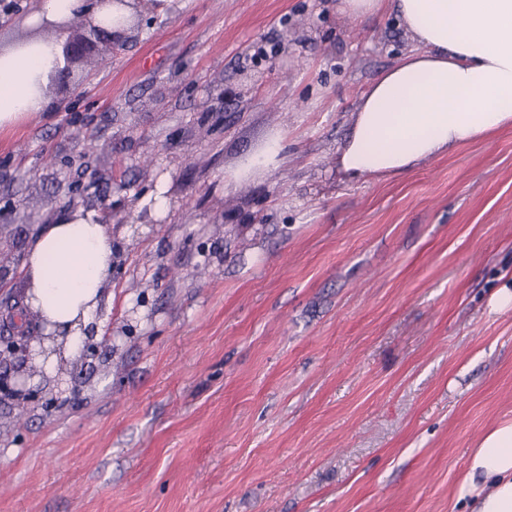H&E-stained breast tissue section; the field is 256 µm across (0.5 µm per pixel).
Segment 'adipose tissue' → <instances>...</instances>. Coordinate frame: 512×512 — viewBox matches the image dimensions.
Here are the masks:
<instances>
[{"mask_svg": "<svg viewBox=\"0 0 512 512\" xmlns=\"http://www.w3.org/2000/svg\"><path fill=\"white\" fill-rule=\"evenodd\" d=\"M360 21L395 12L416 44L360 96L349 136L336 151L346 180L409 172L460 144L512 126V0H338ZM66 33L0 47V128L48 111L62 71ZM25 305L52 333L60 359L77 358L112 272V237L82 209L46 225L23 259ZM457 498L472 512H512V422L476 448Z\"/></svg>", "mask_w": 512, "mask_h": 512, "instance_id": "adipose-tissue-1", "label": "adipose tissue"}]
</instances>
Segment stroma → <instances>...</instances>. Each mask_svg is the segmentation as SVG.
<instances>
[{
	"instance_id": "obj_1",
	"label": "stroma",
	"mask_w": 512,
	"mask_h": 512,
	"mask_svg": "<svg viewBox=\"0 0 512 512\" xmlns=\"http://www.w3.org/2000/svg\"><path fill=\"white\" fill-rule=\"evenodd\" d=\"M131 25L0 129V337L40 227L93 210L113 251L79 393L0 395V512H466L512 421V127L350 182L357 100L415 47L396 14L143 0ZM282 147L279 141H274L268 144L263 150L253 155L244 158L241 161L238 173L240 175L248 176L257 171L264 170L277 162L281 153Z\"/></svg>"
}]
</instances>
